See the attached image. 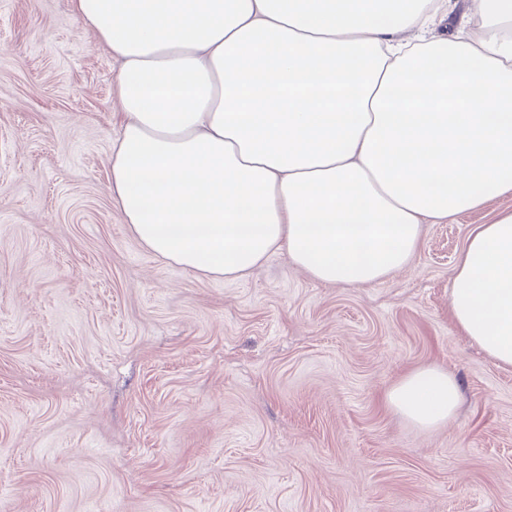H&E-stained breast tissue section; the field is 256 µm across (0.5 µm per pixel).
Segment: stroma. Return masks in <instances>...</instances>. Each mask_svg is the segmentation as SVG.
<instances>
[{"label":"stroma","instance_id":"obj_1","mask_svg":"<svg viewBox=\"0 0 512 512\" xmlns=\"http://www.w3.org/2000/svg\"><path fill=\"white\" fill-rule=\"evenodd\" d=\"M120 67L71 0H0V512H512V367L449 305L512 194L372 285L204 277L120 221ZM427 366L463 403L421 431L385 394Z\"/></svg>","mask_w":512,"mask_h":512}]
</instances>
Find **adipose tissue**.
Segmentation results:
<instances>
[{"instance_id": "adipose-tissue-1", "label": "adipose tissue", "mask_w": 512, "mask_h": 512, "mask_svg": "<svg viewBox=\"0 0 512 512\" xmlns=\"http://www.w3.org/2000/svg\"><path fill=\"white\" fill-rule=\"evenodd\" d=\"M75 13L122 62L111 196L169 263L240 279L284 252L319 282L370 285L411 263L423 225L512 193V0H75ZM449 303L512 366V209L474 228ZM385 401L428 431L462 392L424 367Z\"/></svg>"}]
</instances>
